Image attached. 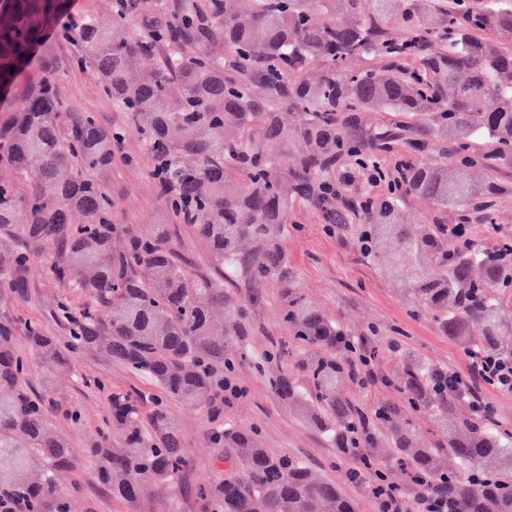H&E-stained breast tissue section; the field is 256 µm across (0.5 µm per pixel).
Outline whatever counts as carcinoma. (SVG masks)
<instances>
[{"label":"carcinoma","mask_w":512,"mask_h":512,"mask_svg":"<svg viewBox=\"0 0 512 512\" xmlns=\"http://www.w3.org/2000/svg\"><path fill=\"white\" fill-rule=\"evenodd\" d=\"M68 0H0V89L18 105L0 122V284L18 291L36 259L60 289L56 314L68 336L32 322L0 320V495L24 512H73L77 487L62 480L91 459L99 484L143 512L151 490L175 488L190 456L172 415L180 405L216 421L224 413L225 337L243 333L224 279L186 269L163 226L138 232L112 222V195L96 174L112 168L126 129L94 117L58 123L57 82L34 47ZM141 22L133 34L130 22ZM76 38L100 89L142 135L175 223L190 224L230 276L281 288L279 318L295 342L291 369L273 367L288 350L255 363L267 387L336 449L376 467L382 450L422 476L458 512H512V430L492 410L475 411L466 384L448 393V370L394 349L403 362L393 385L415 411L432 413L441 438L426 443L391 405L380 428L360 424L342 389L355 380L340 324L296 288L282 245L295 202L327 224L367 225L361 241L412 293L466 355L512 361V240L491 245L455 235L453 225L409 214L414 196L464 224L475 212L493 223L512 186L478 181L474 168L512 165V0H113L112 27L94 17ZM145 58L157 60L140 71ZM364 112H397L409 136ZM440 131L443 157L412 153ZM398 156L391 191L361 209L368 172ZM232 176L242 189L224 194ZM341 206H336V200ZM86 300L77 304L71 295ZM25 331L32 354L19 349ZM97 350L160 389L143 411L137 392H112L109 415L80 452L56 430L79 409H61L53 390L29 385L32 357L47 381ZM211 447L233 469L196 489L206 512H355L339 486L297 456L264 446L258 431L220 424Z\"/></svg>","instance_id":"cac0c4a2"}]
</instances>
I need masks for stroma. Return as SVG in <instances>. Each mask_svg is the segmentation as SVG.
Listing matches in <instances>:
<instances>
[{"label": "stroma", "instance_id": "stroma-1", "mask_svg": "<svg viewBox=\"0 0 512 512\" xmlns=\"http://www.w3.org/2000/svg\"><path fill=\"white\" fill-rule=\"evenodd\" d=\"M44 41V46L37 48L36 53L44 68L57 78L61 125L69 126L89 113L104 129L125 127L124 112L102 93L92 71L79 64L81 46L61 40L54 27L45 31ZM149 166L141 135L127 130L116 163L102 177L112 195L116 223L141 232L166 226L172 245L191 275L200 279L220 277L221 268L207 242L192 226L174 223L156 183L148 175ZM358 236V225L327 224L311 209L294 205L284 245L298 271L297 286L336 318L347 336L361 343L370 356L376 379L365 388L351 385L354 398L368 408L381 401L400 405L415 433L424 441H434L440 435L434 416L427 411L415 412L404 407L402 396L384 384L385 378L393 377L398 370V360L391 356L390 347L398 345L429 363L464 376L470 372L469 359L454 340L439 333L430 315L416 311L410 293L381 263L364 256ZM224 289L243 311L247 334L239 342L241 349L259 357L284 341L278 320L280 288L271 284L257 291L240 276L225 279ZM56 294V288L44 273L43 261H36L23 292L15 293L0 286V318L32 320L40 323L49 335L64 337L66 327L55 314ZM76 370L105 380L109 389L134 390L146 397L156 393L149 381L129 374L96 351L81 354ZM234 378L244 393L225 402L227 421L242 428L257 427L266 447L299 456L325 479L338 484L342 492L356 502L357 512H378L368 481L352 479L348 474L353 460L338 455L334 443L307 427L292 410L275 399L253 365L240 364ZM54 390L56 399L84 412L80 425H72L64 419L57 422L61 435L70 440L73 447H82L108 410L106 392L83 386L67 376L56 378ZM173 414L183 446L194 460L193 468L179 487L178 512H205L193 489L199 483L215 479L225 465L217 461L214 450L207 446L209 424L204 417L178 406L174 407ZM71 480L80 488V512H128L124 502L113 499L100 488L96 467L91 461L81 460Z\"/></svg>", "mask_w": 512, "mask_h": 512}]
</instances>
